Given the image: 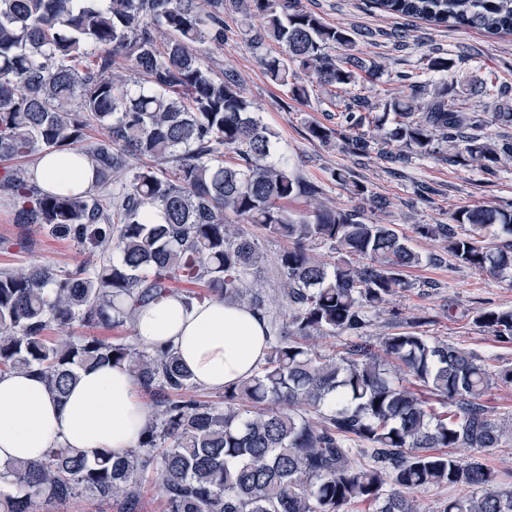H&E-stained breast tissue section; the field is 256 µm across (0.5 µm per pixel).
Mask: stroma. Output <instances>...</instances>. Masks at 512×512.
Instances as JSON below:
<instances>
[{"mask_svg": "<svg viewBox=\"0 0 512 512\" xmlns=\"http://www.w3.org/2000/svg\"><path fill=\"white\" fill-rule=\"evenodd\" d=\"M306 10L324 22L346 28L363 56L380 62L379 78L367 83L366 91L374 102H382L385 92H397L399 76L416 72L422 81L438 82L436 74L426 72L425 58L434 51L462 57L452 94L455 108L475 112L482 117L502 106L512 105V36L489 35L479 30L434 28L419 20L381 13L369 0H302ZM230 32L223 47L199 46L200 56L216 69L237 73L245 95L278 136L299 173L320 185L319 200L330 206L350 209L349 193L332 177V170L342 168L368 188L364 203L366 216L377 223L389 224L411 236L415 250L426 261L406 272L407 288L391 299V310L403 318L429 315L424 330L448 342L491 359L497 366H512V342L497 341L490 333L475 326L472 317L482 308L512 309V280L476 272L454 265L450 258L428 262V255L439 254L437 242L415 236L418 224L447 223L448 215L461 206L496 205L512 200V167L488 175L478 169L448 162L442 157L415 156L404 164H394L378 154L352 156L340 140L324 145L310 137L309 125L335 126L328 96L314 89L309 102L291 98L287 88L269 82L246 41V32L258 28L257 18L235 15L225 20ZM373 38H366V31ZM497 78L511 89L502 99L480 93L481 83ZM384 208H375V200ZM16 204L0 195V271L44 265L57 271L99 263L98 250L78 244L72 238L52 234L39 224L14 221ZM245 233L256 238L263 259L253 275L256 288L262 289L270 312L284 316L285 306L278 297L281 282L277 257L284 244L248 224Z\"/></svg>", "mask_w": 512, "mask_h": 512, "instance_id": "1", "label": "stroma"}]
</instances>
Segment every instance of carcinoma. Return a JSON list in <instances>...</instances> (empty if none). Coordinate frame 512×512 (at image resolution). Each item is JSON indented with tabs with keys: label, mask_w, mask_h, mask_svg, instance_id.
Segmentation results:
<instances>
[{
	"label": "carcinoma",
	"mask_w": 512,
	"mask_h": 512,
	"mask_svg": "<svg viewBox=\"0 0 512 512\" xmlns=\"http://www.w3.org/2000/svg\"><path fill=\"white\" fill-rule=\"evenodd\" d=\"M385 13L435 27L512 34V0H373ZM258 15L248 43L266 77L291 86L350 92L336 127L309 126L323 144L339 138L367 157L395 142L390 159L435 156L493 174L512 165V140L472 133L473 118L449 104L452 85L433 87L405 73L409 93L376 111L362 94L381 64L354 52L355 40L325 24L301 0H0V160L68 151L90 126L102 137L85 153L97 185L80 195L41 190L22 168L0 173V193L18 203L17 224H45L94 240L102 263L60 274L47 266L0 273V372L36 375L59 399L80 373L125 367L152 399L138 446L88 459L52 448L37 461L0 463V512H61L87 495L117 512H140L146 484L165 512H420L416 493L443 486L464 493L439 512H512V490L483 456L512 443V425L486 398L512 386V366L419 330L425 316L372 344L371 314L406 287L404 270L422 262L408 239L357 210L288 203L321 187L295 171L276 134L254 110L232 71L215 72L196 50L224 46V16ZM283 48L271 56L265 47ZM132 64L144 83L116 74ZM426 69L454 75L456 60L429 55ZM305 75L308 82L299 80ZM238 163L224 164V152ZM154 164L127 169V158ZM334 181L363 199L367 187L343 169ZM286 242L277 259L285 322H270L269 348L254 374L224 387V407L194 395L191 374L170 350L139 349L96 336L46 335L50 328L122 327L175 283L200 284L186 303L232 300L265 317L250 285L262 259L256 240L229 216ZM454 264L497 277L512 274V202L468 205L446 224H417ZM337 254L326 262L314 245ZM473 324L512 341V310L483 308ZM344 337L325 354L317 340ZM363 444L352 447V442ZM453 448L472 451L467 456ZM363 456L367 463L357 464Z\"/></svg>",
	"instance_id": "cac0c4a2"
}]
</instances>
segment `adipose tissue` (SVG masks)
Returning a JSON list of instances; mask_svg holds the SVG:
<instances>
[{"label":"adipose tissue","mask_w":512,"mask_h":512,"mask_svg":"<svg viewBox=\"0 0 512 512\" xmlns=\"http://www.w3.org/2000/svg\"><path fill=\"white\" fill-rule=\"evenodd\" d=\"M31 173L46 191L65 181L83 193L95 182L91 159L72 151L39 157ZM133 329L142 347L172 350L197 385L215 390L249 376L267 350L264 319L230 300L188 304L169 294L141 308ZM150 421L149 407L122 367L83 371L62 401L34 375H0V462L40 459L60 445L90 459L121 455L137 445Z\"/></svg>","instance_id":"adipose-tissue-1"}]
</instances>
